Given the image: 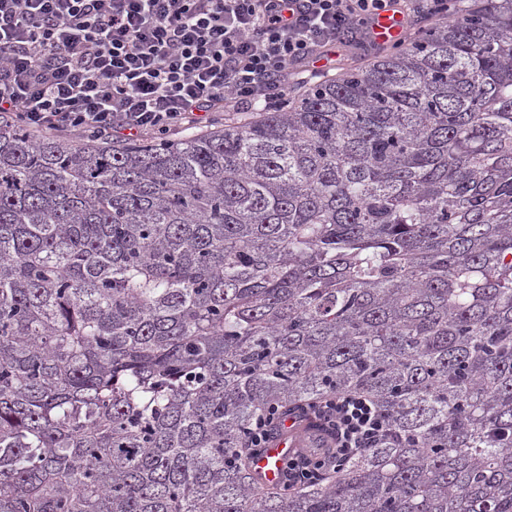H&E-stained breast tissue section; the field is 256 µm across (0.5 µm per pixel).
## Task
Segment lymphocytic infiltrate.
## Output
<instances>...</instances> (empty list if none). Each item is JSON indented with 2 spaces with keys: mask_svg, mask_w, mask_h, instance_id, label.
<instances>
[{
  "mask_svg": "<svg viewBox=\"0 0 512 512\" xmlns=\"http://www.w3.org/2000/svg\"><path fill=\"white\" fill-rule=\"evenodd\" d=\"M393 7L409 25L448 15V0H0V114L101 137L199 125L227 100L264 109L297 70L370 49L372 22ZM296 415L333 446L289 459L290 487L374 447L387 424L373 400L346 392Z\"/></svg>",
  "mask_w": 512,
  "mask_h": 512,
  "instance_id": "f902f5d3",
  "label": "lymphocytic infiltrate"
}]
</instances>
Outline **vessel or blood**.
Listing matches in <instances>:
<instances>
[{
    "instance_id": "vessel-or-blood-1",
    "label": "vessel or blood",
    "mask_w": 512,
    "mask_h": 512,
    "mask_svg": "<svg viewBox=\"0 0 512 512\" xmlns=\"http://www.w3.org/2000/svg\"><path fill=\"white\" fill-rule=\"evenodd\" d=\"M403 32V17L400 13L388 10L381 12L372 27L376 42L399 41ZM328 433L318 429L307 420L287 418L279 433L265 448L253 455V469L264 481L279 484L284 479V463L289 456L301 448H323L328 446Z\"/></svg>"
}]
</instances>
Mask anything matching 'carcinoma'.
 <instances>
[{
  "mask_svg": "<svg viewBox=\"0 0 512 512\" xmlns=\"http://www.w3.org/2000/svg\"><path fill=\"white\" fill-rule=\"evenodd\" d=\"M337 392L385 436L262 484ZM0 512H512V0L202 136L0 124ZM290 414L303 421L288 417ZM308 420H315L329 430L333 446L326 448L318 460L309 453H300L289 459L285 467L288 477L285 485L288 487L312 482L322 467L335 468L339 466L336 464L346 463L374 447L383 437L387 424L386 415L373 400L346 392L300 405L297 410L285 415L278 413L277 409L262 413L251 421L244 432L246 448H261L253 454L252 462L255 473L262 480L281 484L284 463L289 456L298 452L299 448L328 446V433ZM279 429V433L271 439Z\"/></svg>",
  "mask_w": 512,
  "mask_h": 512,
  "instance_id": "obj_1",
  "label": "carcinoma"
}]
</instances>
